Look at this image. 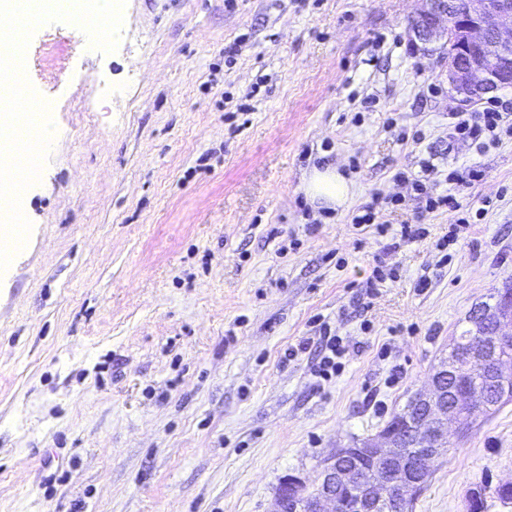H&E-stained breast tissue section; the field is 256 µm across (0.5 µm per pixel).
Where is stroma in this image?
<instances>
[{
    "mask_svg": "<svg viewBox=\"0 0 512 512\" xmlns=\"http://www.w3.org/2000/svg\"><path fill=\"white\" fill-rule=\"evenodd\" d=\"M420 0H125L117 46L37 27L27 78L55 139L0 271V512H271L336 449L427 390L475 307L512 285V137L448 144L447 49ZM468 166L458 213L394 244L352 218L397 172ZM331 164L339 209L300 190ZM320 220L315 232L307 224ZM394 279L367 294L376 260ZM428 288L417 290L420 279ZM362 341L331 380L282 357L321 328ZM431 467L412 512H512V402Z\"/></svg>",
    "mask_w": 512,
    "mask_h": 512,
    "instance_id": "1",
    "label": "stroma"
}]
</instances>
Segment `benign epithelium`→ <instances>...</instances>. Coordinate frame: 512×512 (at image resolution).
I'll use <instances>...</instances> for the list:
<instances>
[{
	"mask_svg": "<svg viewBox=\"0 0 512 512\" xmlns=\"http://www.w3.org/2000/svg\"><path fill=\"white\" fill-rule=\"evenodd\" d=\"M423 9L409 25L413 38L423 44L455 45L465 51L464 62L448 57V80L461 100L512 84V0H423ZM463 22L455 28L443 24L448 18ZM495 330L482 359V367L494 377L512 376V301L492 310ZM457 369V389L452 406L444 405L441 372L431 377L430 388L411 400V407L425 409L416 422L418 453L410 458L402 452L392 431H381L355 448H340L324 463L317 486L309 491L305 482L290 474L275 494L271 512H342L340 492L353 498L352 512H406L423 489L429 464L445 452L448 423L458 425L472 419L473 411L486 404L484 392L469 384L464 371ZM354 457L361 461L390 465L386 476L365 483L356 467L339 468L336 460Z\"/></svg>",
	"mask_w": 512,
	"mask_h": 512,
	"instance_id": "1",
	"label": "benign epithelium"
}]
</instances>
